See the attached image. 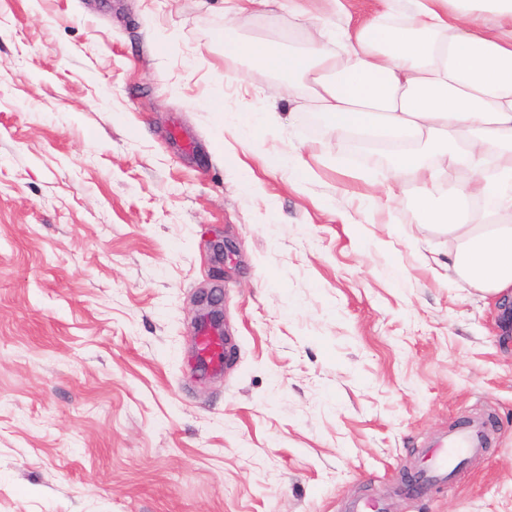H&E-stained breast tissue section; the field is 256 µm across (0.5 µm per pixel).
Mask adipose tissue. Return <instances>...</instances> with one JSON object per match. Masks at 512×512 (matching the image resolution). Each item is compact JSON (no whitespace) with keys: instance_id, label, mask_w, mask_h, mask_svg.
<instances>
[{"instance_id":"1","label":"adipose tissue","mask_w":512,"mask_h":512,"mask_svg":"<svg viewBox=\"0 0 512 512\" xmlns=\"http://www.w3.org/2000/svg\"><path fill=\"white\" fill-rule=\"evenodd\" d=\"M278 2L307 22L297 45L244 39L224 27L231 58L305 84L327 130L382 146L387 173L359 179L387 199L406 184L414 212L445 225L458 246L448 264L491 296L512 292V0H378L357 18L350 0H228L227 15ZM344 17L336 31L327 24ZM471 172L461 187L444 174ZM487 201L488 221L471 206Z\"/></svg>"}]
</instances>
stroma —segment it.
I'll return each instance as SVG.
<instances>
[{
  "label": "stroma",
  "mask_w": 512,
  "mask_h": 512,
  "mask_svg": "<svg viewBox=\"0 0 512 512\" xmlns=\"http://www.w3.org/2000/svg\"><path fill=\"white\" fill-rule=\"evenodd\" d=\"M225 22L224 0H0V512H512L494 304L303 90L230 67ZM230 22L302 36L275 7ZM216 284L236 355L202 371ZM482 417L486 449L400 492Z\"/></svg>",
  "instance_id": "obj_1"
}]
</instances>
